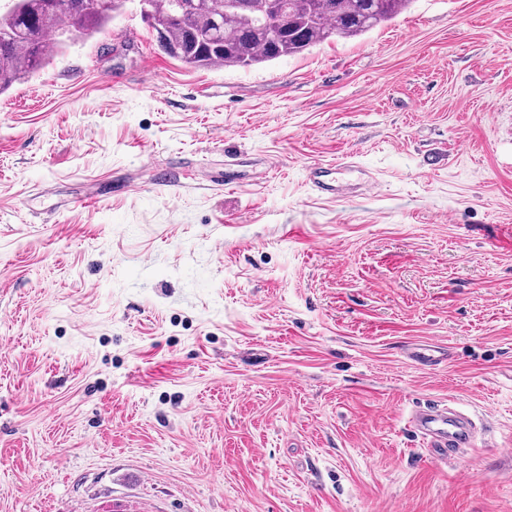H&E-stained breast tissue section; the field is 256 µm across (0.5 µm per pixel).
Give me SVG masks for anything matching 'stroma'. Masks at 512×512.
Segmentation results:
<instances>
[{"mask_svg": "<svg viewBox=\"0 0 512 512\" xmlns=\"http://www.w3.org/2000/svg\"><path fill=\"white\" fill-rule=\"evenodd\" d=\"M0 512H512V0L245 69L127 0L1 95ZM353 172L363 176L366 185L373 186L375 184V176L370 171L357 162L348 160L347 157L330 165L310 166L307 170V179L311 187L319 194L336 197L344 190V184L338 175ZM407 423L438 460L462 458L477 448L476 421L452 406L418 405L410 411Z\"/></svg>", "mask_w": 512, "mask_h": 512, "instance_id": "1", "label": "stroma"}]
</instances>
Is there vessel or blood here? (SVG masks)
Segmentation results:
<instances>
[{
    "label": "vessel or blood",
    "instance_id": "obj_1",
    "mask_svg": "<svg viewBox=\"0 0 512 512\" xmlns=\"http://www.w3.org/2000/svg\"><path fill=\"white\" fill-rule=\"evenodd\" d=\"M362 174L366 185H374L375 177L357 162L341 159L330 165H315L307 170L311 187L319 194L342 193V174ZM411 430L422 439L431 456L439 460L465 457L476 446L478 426L468 414L446 404L419 405L407 418Z\"/></svg>",
    "mask_w": 512,
    "mask_h": 512
}]
</instances>
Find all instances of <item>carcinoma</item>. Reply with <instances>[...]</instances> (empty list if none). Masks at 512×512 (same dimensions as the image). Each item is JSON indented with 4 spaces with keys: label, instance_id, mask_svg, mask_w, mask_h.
Returning a JSON list of instances; mask_svg holds the SVG:
<instances>
[{
    "label": "carcinoma",
    "instance_id": "obj_1",
    "mask_svg": "<svg viewBox=\"0 0 512 512\" xmlns=\"http://www.w3.org/2000/svg\"><path fill=\"white\" fill-rule=\"evenodd\" d=\"M413 0H143L162 29L158 46L193 68H249L351 39L406 11ZM125 0H12L0 12V93L39 72L67 42L85 37Z\"/></svg>",
    "mask_w": 512,
    "mask_h": 512
}]
</instances>
